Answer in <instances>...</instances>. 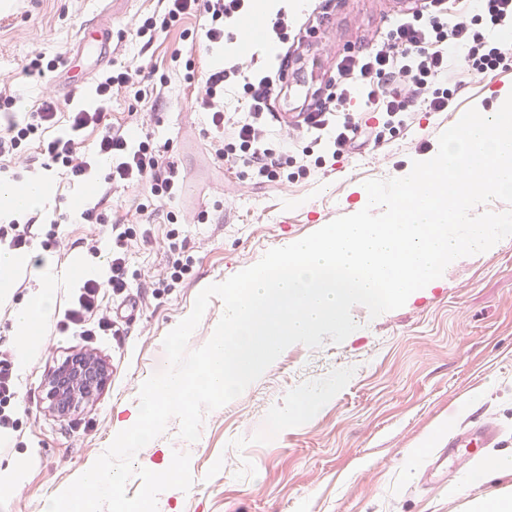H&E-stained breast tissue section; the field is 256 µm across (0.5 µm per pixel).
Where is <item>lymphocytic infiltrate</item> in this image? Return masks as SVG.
<instances>
[{"label": "lymphocytic infiltrate", "instance_id": "1", "mask_svg": "<svg viewBox=\"0 0 512 512\" xmlns=\"http://www.w3.org/2000/svg\"><path fill=\"white\" fill-rule=\"evenodd\" d=\"M247 12V0H162L160 16L142 18L136 36L154 38L157 27H177L199 14L204 18L201 28L204 41L217 44L224 40L227 23L238 21ZM505 27H512V0H479L475 15L452 24L436 16L425 18L419 8H409L390 37L380 41L373 51L337 61L334 102L303 113L304 133L330 136L332 157L337 160L348 156L358 135L369 131L372 113L393 119L411 111L418 102L429 112L447 111L448 94L435 90V83L447 79L457 60L479 74L504 68L506 61L512 59V48L497 44L490 33ZM455 50L460 53L456 60L451 57ZM236 81L242 84L247 114L233 121L226 117L222 101L226 86ZM202 84L216 155L246 167L258 181L279 179L288 163V154L284 151L276 154L267 148L268 129L260 117L266 114L272 93L282 86L281 73L268 72L246 79L239 64L232 63L207 70ZM360 92L365 95L364 110L350 111L351 99ZM57 117V106L47 101L23 122L9 121L0 129V160L13 158L22 145L41 138ZM105 117L102 105L91 111L81 108L69 112L68 133L47 144V166L65 168L70 176L82 178L91 167V158L105 159L112 164L111 183L127 186L146 182L154 200L177 197L181 187L164 167L160 147L149 139L131 144L126 130L106 123ZM95 127L101 128L102 134L92 156L88 157L80 151L78 136ZM111 234L106 279H89L83 283L76 300L57 323L60 332L77 331L90 336L97 330H111L112 321L104 312L102 301L105 293L120 294L126 290L129 249L128 236L121 225H112Z\"/></svg>", "mask_w": 512, "mask_h": 512}]
</instances>
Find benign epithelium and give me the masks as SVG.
<instances>
[{"label":"benign epithelium","instance_id":"benign-epithelium-1","mask_svg":"<svg viewBox=\"0 0 512 512\" xmlns=\"http://www.w3.org/2000/svg\"><path fill=\"white\" fill-rule=\"evenodd\" d=\"M110 380L106 359L91 350L67 356L43 379L46 409L57 417H70L92 405Z\"/></svg>","mask_w":512,"mask_h":512}]
</instances>
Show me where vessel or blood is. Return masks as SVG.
Returning a JSON list of instances; mask_svg holds the SVG:
<instances>
[{
    "mask_svg": "<svg viewBox=\"0 0 512 512\" xmlns=\"http://www.w3.org/2000/svg\"><path fill=\"white\" fill-rule=\"evenodd\" d=\"M75 55L102 65L112 60V28L100 22L93 23L78 31L73 44ZM500 438V429L492 419L449 435L448 443L435 452L427 464L426 478H443L446 469L465 471L474 457V452L495 444Z\"/></svg>",
    "mask_w": 512,
    "mask_h": 512,
    "instance_id": "obj_1",
    "label": "vessel or blood"
}]
</instances>
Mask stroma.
Instances as JSON below:
<instances>
[{
  "mask_svg": "<svg viewBox=\"0 0 512 512\" xmlns=\"http://www.w3.org/2000/svg\"><path fill=\"white\" fill-rule=\"evenodd\" d=\"M296 14L288 29L298 53L287 43L265 38L238 51L236 39L203 51L183 36L197 28L158 31L150 46L135 36L139 20L160 11L159 0H114L112 63L128 69L132 88L113 93L106 105L112 124L132 137L151 136L165 149L182 186L179 197L154 202L141 185L112 192V219L131 236L129 288L125 297L105 295L108 315L123 299L138 307L134 318L117 321L118 335L84 338L63 335L57 323L75 299L80 283L70 276L82 262L91 276L105 277V257L92 253L91 240L104 237L98 224L80 214L105 184L110 164H93L85 181L41 166L43 143L22 147L0 163V183L20 174L48 182L43 213L63 224L59 245L34 246L33 267L57 273L56 301L45 320V339L29 362L16 366L18 411L0 441V461L17 466L15 487L0 486V512H47L48 500L90 467L112 441L117 411L134 402L140 387L166 365L165 335L191 312L198 293L226 280L239 267L257 263L272 248L316 231L348 214L356 200L352 184L388 179L419 155L434 151L439 135L459 113L490 107L497 91L512 88V64L487 76L465 68L448 83L447 111L416 107L403 124L386 125L380 141H367L350 156L326 161L307 175L259 183L247 169L216 156L200 84L188 82L173 53L193 56L197 70L239 62L255 70L282 68L287 99L271 110L282 116L268 146L286 144L322 155L300 137L292 110L296 102L316 107L336 88L335 62L369 52L399 17L396 0H278ZM94 0H0V94L13 96L17 112L35 111L43 100L59 101L63 114L50 136L68 130L70 107L95 108L94 82L67 98L55 73L25 74L36 53L67 52L81 25L93 20ZM162 83L160 97H136ZM190 271L171 283L175 260ZM356 330L342 343L317 348L288 347L264 374L225 406L205 413L198 441L179 436L178 420L136 455L137 460L171 463L172 451L189 453L194 484L158 496V512H463L465 500L495 491L496 483L461 486L423 482L427 458L449 433L476 418L492 416L498 443L482 457L512 455V238L486 256L463 257L448 282L402 308L371 317L351 312ZM92 349L110 365V381L89 408L67 419L49 413L41 383L76 349ZM340 379L331 401L302 423L285 424L279 414L289 401L324 382ZM414 459H407L408 451ZM456 496H449V489Z\"/></svg>",
  "mask_w": 512,
  "mask_h": 512,
  "instance_id": "obj_1",
  "label": "stroma"
}]
</instances>
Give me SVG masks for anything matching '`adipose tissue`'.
I'll return each instance as SVG.
<instances>
[{"label": "adipose tissue", "mask_w": 512, "mask_h": 512, "mask_svg": "<svg viewBox=\"0 0 512 512\" xmlns=\"http://www.w3.org/2000/svg\"><path fill=\"white\" fill-rule=\"evenodd\" d=\"M41 283L28 299L13 310V326L17 336L18 360L27 363L31 353L41 345L44 323L56 299V276L51 265L37 269ZM501 480L502 486L493 496L470 499L466 512H512V456H499L475 463L463 476L464 484L478 486L489 479Z\"/></svg>", "instance_id": "1"}]
</instances>
